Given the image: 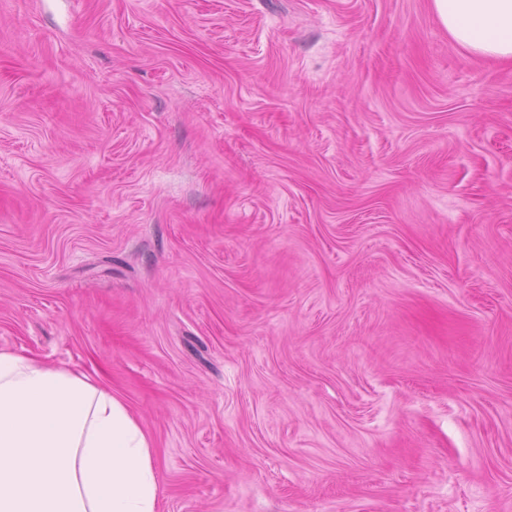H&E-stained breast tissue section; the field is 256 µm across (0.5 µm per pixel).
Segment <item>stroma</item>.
<instances>
[{
	"instance_id": "1",
	"label": "stroma",
	"mask_w": 512,
	"mask_h": 512,
	"mask_svg": "<svg viewBox=\"0 0 512 512\" xmlns=\"http://www.w3.org/2000/svg\"><path fill=\"white\" fill-rule=\"evenodd\" d=\"M0 350L162 512H512V66L432 0H0Z\"/></svg>"
}]
</instances>
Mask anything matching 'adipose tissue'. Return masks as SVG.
<instances>
[{"mask_svg":"<svg viewBox=\"0 0 512 512\" xmlns=\"http://www.w3.org/2000/svg\"><path fill=\"white\" fill-rule=\"evenodd\" d=\"M453 43L512 62V0H432ZM154 446L83 373L0 350V512H157Z\"/></svg>","mask_w":512,"mask_h":512,"instance_id":"ef3b65f1","label":"adipose tissue"}]
</instances>
